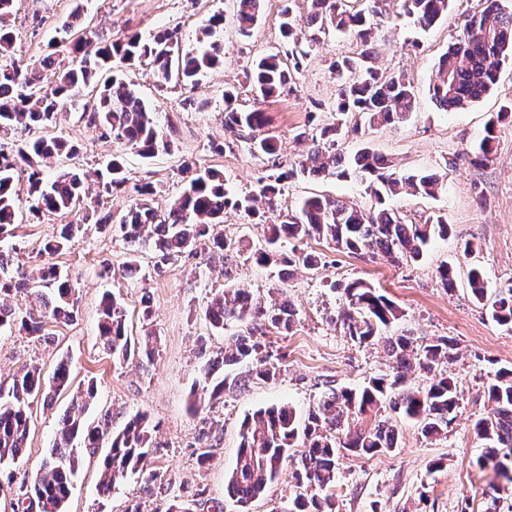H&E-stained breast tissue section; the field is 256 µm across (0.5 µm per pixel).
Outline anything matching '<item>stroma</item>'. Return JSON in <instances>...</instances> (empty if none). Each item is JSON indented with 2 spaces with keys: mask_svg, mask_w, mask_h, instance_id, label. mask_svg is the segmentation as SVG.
<instances>
[{
  "mask_svg": "<svg viewBox=\"0 0 512 512\" xmlns=\"http://www.w3.org/2000/svg\"><path fill=\"white\" fill-rule=\"evenodd\" d=\"M82 3L85 27L94 44L129 30L147 35L176 26L187 49L196 45L204 19L217 12L224 15L219 33L224 61L205 73L195 88L173 84L156 89L145 66L124 72L170 133V152L142 158L122 141L101 137L77 106L59 116L57 133L76 144L78 152L70 158L51 159L50 172L71 167L90 172L89 185L94 188L97 171L112 155L120 154L129 178L152 183L161 204L208 168L223 173L226 187L235 194L256 191L265 171L250 155L246 141L224 128L225 88H235L240 108L267 112L266 132L276 137L282 158L298 161L311 146L313 130L334 119L338 82L332 63L361 50L354 37L322 36L303 59L290 89L258 103L246 81V68L261 55L291 50L279 30L281 0H266L262 16L247 37L238 32L234 0ZM73 6V0H16L10 21L16 38L15 61L39 67L50 38ZM479 7V0H453L447 17L426 31L402 15L380 20L373 31L377 65L410 75L417 91L416 110L404 122L374 128L362 137H343L335 146L346 155L369 148L403 174L434 171L444 176L445 188L436 197L404 193L390 201L410 223H424L434 214L446 216L448 235L435 238L423 258L394 264L378 252L356 257L307 238L298 247L319 255L315 270L261 266L239 253L223 259L201 254L168 265L161 273L154 271L151 259H144L139 279L129 280L121 275L125 240L92 227L57 258L79 292L77 320L53 328L46 342L16 330L0 332V385L10 386L13 374L23 365L38 366L48 376L59 361H68L74 384L90 378L97 382L98 396L85 415L87 422H97L108 412L113 430L118 431L131 415L147 413L157 426L160 448L147 457L145 469L167 472L187 485L205 483L208 497L223 501L224 512H240L227 495L226 478L235 466L240 426L248 415L284 403L304 416L329 389L359 388L371 378L391 373L392 362L382 345L351 341L337 321L340 285L359 279L401 309L392 334L454 340L457 358L448 372L460 388V408L445 434L424 437L415 422L399 418L395 421L398 446L393 452L371 458L341 456L333 489L336 512H512V485L502 486L496 500L484 497L495 477L492 470L474 464L483 442L473 431L474 422L487 410L483 390L488 378L499 368H512V331L495 323L467 286V272L474 265L483 268L491 291L512 285V115L499 114L501 106L512 101V62L502 66L494 91L468 108L441 111L428 92L439 55L454 41L465 16ZM491 119L496 122L493 159L485 165L471 163L469 155ZM318 195L341 198L364 209L373 203L359 180L326 175L290 182L280 207L291 210L302 199ZM17 222L12 243L19 261L25 268L37 267L43 262L39 255L43 241L55 235L62 219L46 215L34 221L22 210ZM468 243L473 246L469 253L463 250ZM105 263L112 267L111 276L100 274ZM446 264L457 270V286L451 292L441 287L438 278L439 267ZM225 287L247 289L267 305L287 303L296 310L297 322L290 332L271 331L262 338L268 351L281 360L276 379L255 382L245 391L227 390L222 403L207 409L205 416L218 421L222 434L212 460L202 467L196 450L201 417L190 410L203 363L200 351L234 348L244 332L235 324L215 330L205 316L212 290ZM107 292L124 304L132 336L148 329L156 333L159 353L152 363L133 360L119 365L100 346L98 309ZM145 296L151 301L148 320L142 317ZM69 401L64 395L52 408L34 406L25 454L0 467V512H12L15 482L39 470ZM101 475L98 458L82 456L65 512H125L134 499L140 501L142 512H165L164 499L145 497L138 474L117 483L110 498L100 501Z\"/></svg>",
  "mask_w": 512,
  "mask_h": 512,
  "instance_id": "1",
  "label": "stroma"
}]
</instances>
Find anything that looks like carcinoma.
<instances>
[{"mask_svg":"<svg viewBox=\"0 0 512 512\" xmlns=\"http://www.w3.org/2000/svg\"><path fill=\"white\" fill-rule=\"evenodd\" d=\"M235 2L238 29L246 35L259 20L264 0ZM290 2L284 0L280 29L283 38L295 43L296 16ZM306 2L305 21L314 27L307 47L319 42L317 34L334 30L355 37L365 49L355 58L345 57L333 64L340 82L333 107L336 118L311 135L313 148L297 162L283 161L275 137L263 132L269 122L265 112L238 108L235 92L224 91V126L246 133L251 155L266 167V175L251 195L231 193L225 187L224 176L207 169L179 197L159 208L154 206L156 188L150 183L129 184L123 160L114 156L105 171L97 173L101 191L93 197L81 170L69 169L50 178L41 168L45 159L75 155L76 147L69 140L48 135L11 145L0 141V331L16 328L46 340L50 336L47 326L70 324L79 313L77 288L58 264L47 260L33 274L16 262L15 246H1V242L15 237L21 204L34 217L82 215L76 222L59 225L57 233L44 243L40 254L49 258L67 251L82 232L83 223L93 218L104 231L117 229L128 243L124 271L132 277L139 273L146 255L155 260L154 267L160 271L183 258L196 256L198 248L204 246L212 257L241 252V244L210 236V226L222 223L226 210L254 218L259 216L257 203L261 202L275 212L278 197L288 181L319 177L330 167L339 178L359 176L367 180L374 206L364 210L337 198L314 196L304 200L296 214H280L272 222L262 218L255 226L266 247L254 249L251 258L256 263L268 264L270 253L275 251L284 266L315 268L319 265L318 256L295 247L288 253L282 251L286 242L312 237L340 252L362 255L372 249L395 263L416 261L434 237L448 235L444 216L423 224H407L386 204L404 187L415 196L435 197L444 187L440 175H402L388 159L367 149L357 152L351 161L332 151L338 136L349 127L359 132L400 123L415 111L413 81L402 73L386 75L373 65V29L367 14L382 15V0H369L366 10L350 6V0ZM450 2L400 0V8L415 25L427 30L448 14ZM14 7L15 0H0L1 59L11 53L14 45L15 35L9 23ZM83 12L82 4H76L62 25L65 37L49 42L51 52L44 57L43 64L58 70L54 84L44 83L40 74L20 65H0V136L18 124L53 128L60 113L80 102L90 124L101 129L102 134L122 141L141 157L150 159L169 150L171 141L163 138L156 113L146 105L135 85L115 74L103 80L100 74L111 71L116 60L138 61L150 67L159 89L172 83L193 85L198 76L222 63V44L215 34L224 22L223 16L214 14L206 20L197 48L182 49L178 29L167 28L149 37L138 32L125 33L101 45L94 58L89 59L83 56L88 38L78 26ZM307 55L304 50L293 55L291 66L277 54L260 57L246 73L254 97L265 100L280 94L292 82L293 72L300 70L299 57ZM509 59L512 60V4L508 0H483L482 9L467 16L455 40L439 56L437 78L429 87L432 101L446 112L481 100L493 90L503 63ZM495 128V122H489L475 162L485 164L492 160ZM19 169L28 172L24 199L14 189V173ZM117 191L131 197L126 212L95 218L104 204V196ZM468 286L472 298L487 307L494 322L512 326V287L497 294L489 291L487 279L478 267L470 269ZM13 293L25 295L28 307L22 309L9 303ZM205 315L218 330L229 322L244 324L248 335L229 354L201 352L204 363L192 392V408L197 413L214 406L227 388H245L254 381H269L279 374L278 363L259 337L269 330L289 332L297 319L294 310L277 304L264 307L243 289L214 294ZM401 317L402 311L395 302L363 281L354 280L342 288L340 323L344 334L360 345L382 341L395 374L376 377L359 390H330L309 410L302 423L294 409L284 404L261 408L244 420L236 463L227 479V493L241 508H248L263 496L277 479L282 462L293 457L297 464L295 496L279 512H335L329 490L336 484L340 454L373 457L397 447L398 431L388 419L378 421L370 429L337 435L343 420L352 415L378 412L387 405L392 411L416 420L425 437H436L448 430L460 401L457 383L447 370V364L454 358L455 344L446 337L420 342L412 336L382 335ZM98 340L112 361L118 363L131 359L150 363L158 353V338L149 330L137 342H131L124 305L109 294L102 297L99 306ZM415 367L432 373L428 388L414 390L406 385L407 373ZM69 387V369L62 361L48 378L39 367L24 366L14 375L8 390L0 389V464L17 460L27 448L33 403L50 408ZM484 395L488 410L474 423L476 435L485 441L477 464L492 468L499 479L511 485L512 368L496 370L484 387ZM96 397L97 384L91 379L63 417L61 435L53 441L34 480L21 482L24 492L16 499L14 512H30L32 505L36 512H65L80 455H93L104 445L109 453L103 460L99 496H109L117 481L139 472L140 464L153 452L155 427L142 412L133 415L117 433L112 432L107 414L98 424H87L83 413ZM213 426L214 422L205 418L198 431V461L202 465L212 458V448L220 444L221 435ZM296 447L299 451L294 454L292 450ZM143 481L151 494L170 499L166 512H193L192 506L196 504L208 506L207 512H224V504L208 498L207 488L201 482L188 488L161 471L149 472Z\"/></svg>","mask_w":512,"mask_h":512,"instance_id":"cac0c4a2","label":"carcinoma"}]
</instances>
